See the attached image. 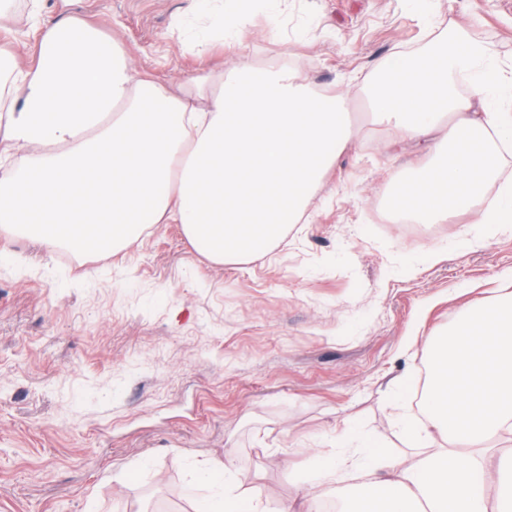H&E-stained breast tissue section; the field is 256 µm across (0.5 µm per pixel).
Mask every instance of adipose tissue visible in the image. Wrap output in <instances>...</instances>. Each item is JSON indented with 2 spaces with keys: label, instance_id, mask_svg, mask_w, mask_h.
<instances>
[{
  "label": "adipose tissue",
  "instance_id": "ef3b65f1",
  "mask_svg": "<svg viewBox=\"0 0 512 512\" xmlns=\"http://www.w3.org/2000/svg\"><path fill=\"white\" fill-rule=\"evenodd\" d=\"M279 0H193L187 51L246 37L255 9L279 38ZM35 62L0 50V232L47 249L87 254L123 246L158 224L181 225L210 262L267 251L305 218L323 174L352 137L339 99L320 96L286 67L235 64L172 87L141 71L118 40L76 20L32 11ZM471 70L472 89L456 78ZM512 72L494 71L459 35L414 56L393 53L364 94L375 121L423 142L435 157L397 176L393 211L424 224L469 212L473 223H512V181L491 189L512 113ZM424 419L401 458L351 433L349 447L312 468L300 506L319 512L312 487L354 473L348 512H512V292L468 305L432 349ZM211 461L205 512H258Z\"/></svg>",
  "mask_w": 512,
  "mask_h": 512
}]
</instances>
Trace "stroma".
Returning a JSON list of instances; mask_svg holds the SVG:
<instances>
[{"instance_id": "1", "label": "stroma", "mask_w": 512, "mask_h": 512, "mask_svg": "<svg viewBox=\"0 0 512 512\" xmlns=\"http://www.w3.org/2000/svg\"><path fill=\"white\" fill-rule=\"evenodd\" d=\"M116 37L161 79L234 62L286 60L340 97L354 137L317 188L306 224L266 254L215 265L181 225L123 250L73 255L0 235V512H196L192 476L229 458L265 512L292 501L312 463L362 430L411 455L400 419L420 420L428 346L461 307L512 291V224L458 214L425 224L390 211V184L424 149L373 122L363 97L393 52L449 32L512 69V0H281L280 41L255 13L242 44L198 55L170 28L190 0H39ZM29 0L0 19V47L23 33Z\"/></svg>"}]
</instances>
